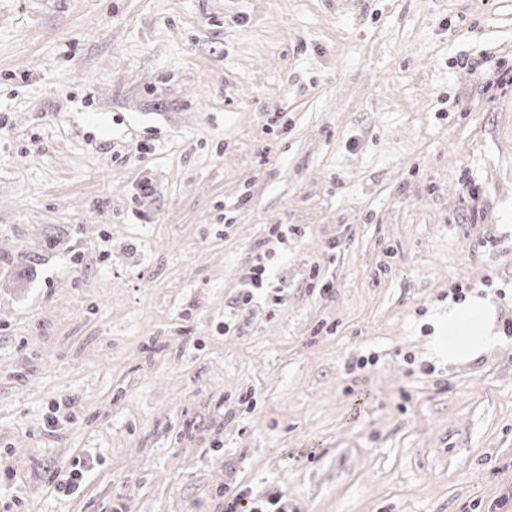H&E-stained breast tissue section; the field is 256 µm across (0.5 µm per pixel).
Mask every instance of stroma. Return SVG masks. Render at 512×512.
<instances>
[{
	"mask_svg": "<svg viewBox=\"0 0 512 512\" xmlns=\"http://www.w3.org/2000/svg\"><path fill=\"white\" fill-rule=\"evenodd\" d=\"M464 56L512 66V0H0V512H512V337L433 342L459 289L512 323ZM271 254L256 257L250 265L243 269L241 275V292L233 300V305H248L257 295L265 293L268 288H279L275 285Z\"/></svg>",
	"mask_w": 512,
	"mask_h": 512,
	"instance_id": "1",
	"label": "stroma"
}]
</instances>
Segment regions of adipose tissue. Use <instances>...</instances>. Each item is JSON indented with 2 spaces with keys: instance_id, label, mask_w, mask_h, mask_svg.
<instances>
[{
  "instance_id": "1",
  "label": "adipose tissue",
  "mask_w": 512,
  "mask_h": 512,
  "mask_svg": "<svg viewBox=\"0 0 512 512\" xmlns=\"http://www.w3.org/2000/svg\"><path fill=\"white\" fill-rule=\"evenodd\" d=\"M434 327L435 348L452 365L473 361L504 341L495 325L492 303L477 295L449 304L447 314Z\"/></svg>"
}]
</instances>
